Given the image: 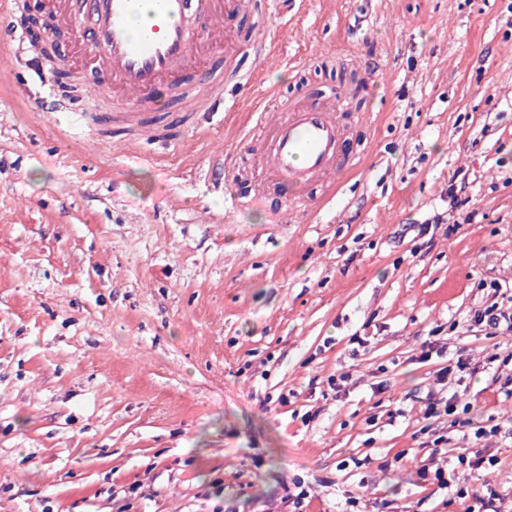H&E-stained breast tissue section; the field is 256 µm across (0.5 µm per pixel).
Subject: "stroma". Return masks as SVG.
<instances>
[{
	"label": "stroma",
	"mask_w": 512,
	"mask_h": 512,
	"mask_svg": "<svg viewBox=\"0 0 512 512\" xmlns=\"http://www.w3.org/2000/svg\"><path fill=\"white\" fill-rule=\"evenodd\" d=\"M270 23L299 69L259 58ZM224 24L240 109L207 116L162 91L134 120L57 110L70 60L0 44V512H291L300 485L306 512H460L418 476L452 393L500 426L469 482L512 512V396L483 366L512 335L467 324L479 281L512 296V0H259ZM301 89L345 96L363 166L281 216L251 111ZM458 171L477 218L451 229ZM457 357L476 373L440 379Z\"/></svg>",
	"instance_id": "obj_1"
}]
</instances>
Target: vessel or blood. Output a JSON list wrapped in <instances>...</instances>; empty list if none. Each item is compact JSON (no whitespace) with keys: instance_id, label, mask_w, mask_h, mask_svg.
<instances>
[{"instance_id":"1","label":"vessel or blood","mask_w":512,"mask_h":512,"mask_svg":"<svg viewBox=\"0 0 512 512\" xmlns=\"http://www.w3.org/2000/svg\"><path fill=\"white\" fill-rule=\"evenodd\" d=\"M247 5V0H90V29L74 16L69 24L75 45L89 59L88 73L106 72L113 91L141 108L152 103L158 88L180 87L192 70L198 52L194 23L222 40L225 15ZM143 9L150 26L133 33ZM343 116L342 101L318 103L298 94L265 118L253 156L269 179L285 188L290 208L317 210L321 201L311 196L310 186L359 171L360 157L346 149Z\"/></svg>"}]
</instances>
